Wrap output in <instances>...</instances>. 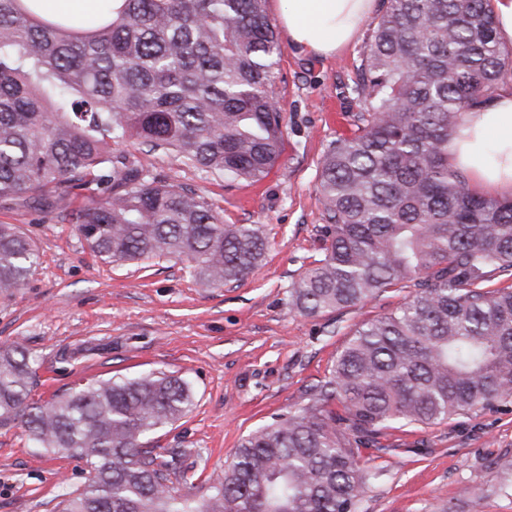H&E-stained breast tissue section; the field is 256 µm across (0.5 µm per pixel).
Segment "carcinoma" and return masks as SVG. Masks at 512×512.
<instances>
[{"label":"carcinoma","mask_w":512,"mask_h":512,"mask_svg":"<svg viewBox=\"0 0 512 512\" xmlns=\"http://www.w3.org/2000/svg\"><path fill=\"white\" fill-rule=\"evenodd\" d=\"M266 0H123L86 31L0 0V205L66 217L100 259L179 257L208 286L242 281L267 241L226 224L206 197L129 166L136 139L225 180L277 161L269 91L280 54ZM363 111L326 151L321 256L289 288L301 315L351 309L411 288L359 324L311 403L246 435L195 501L169 486L183 448L149 447L193 406L190 383L157 371L31 397L27 349L0 350V428L39 451L87 458L93 475L59 512H360L382 471L362 461L393 424L420 427L512 403V200L473 193L448 141L512 76L492 0H384L361 61ZM0 224V293L36 264Z\"/></svg>","instance_id":"cac0c4a2"}]
</instances>
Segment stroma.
Instances as JSON below:
<instances>
[{"instance_id": "stroma-1", "label": "stroma", "mask_w": 512, "mask_h": 512, "mask_svg": "<svg viewBox=\"0 0 512 512\" xmlns=\"http://www.w3.org/2000/svg\"><path fill=\"white\" fill-rule=\"evenodd\" d=\"M371 29L364 22L358 41L333 57L280 37L270 90L282 114V151L260 181L228 182L134 140L118 147L144 173L207 197L225 223L262 225L267 253L240 283L206 286L176 258L104 262L68 223V202L50 213L0 209V223L16 225L37 253L25 283L0 295V345H22L34 357L33 398L150 371L185 378L191 412L156 435L160 447L189 451L172 477L181 492L204 495L209 475L224 470L244 436L308 404L355 325L405 298L387 292L308 318L288 295L320 256L321 162L332 142L355 131L354 86ZM378 440L380 449L363 452L384 471L364 494L365 512H469L466 487L480 495L481 512H512V405L386 429ZM88 477L85 459L38 454L23 428L0 430V512H54L63 490Z\"/></svg>"}]
</instances>
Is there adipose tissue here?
<instances>
[{"label":"adipose tissue","instance_id":"ef3b65f1","mask_svg":"<svg viewBox=\"0 0 512 512\" xmlns=\"http://www.w3.org/2000/svg\"><path fill=\"white\" fill-rule=\"evenodd\" d=\"M36 15L57 20H102L103 5L121 0H31ZM375 0H282L280 22L292 44L331 56L355 41ZM448 160L482 194L512 196V88L467 114L448 145Z\"/></svg>","mask_w":512,"mask_h":512}]
</instances>
